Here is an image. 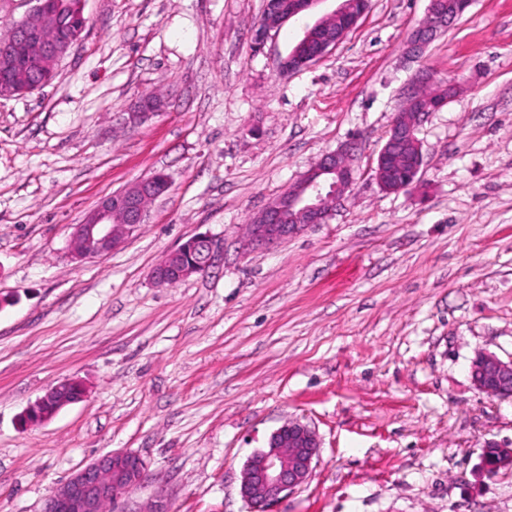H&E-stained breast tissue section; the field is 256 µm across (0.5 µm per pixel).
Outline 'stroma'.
I'll return each instance as SVG.
<instances>
[{
  "label": "stroma",
  "instance_id": "35a3bbf8",
  "mask_svg": "<svg viewBox=\"0 0 512 512\" xmlns=\"http://www.w3.org/2000/svg\"><path fill=\"white\" fill-rule=\"evenodd\" d=\"M338 0L253 51L263 0H84L86 36L41 91L0 99V512L115 450L147 463L128 512H247L248 457L291 418L317 431L309 481L277 512H512V398L474 389L477 351L512 356V0H474L419 58L428 0H370L335 50L277 57ZM458 92L418 137L417 185L380 188L388 125L419 70ZM147 94L165 106L124 116ZM358 137L356 182L327 223L249 249L243 226L322 154ZM162 172L169 190L122 249L71 261L72 227ZM211 271L156 287L188 237ZM87 387L47 422L58 380ZM162 103L159 100H140L133 104L132 112H129L128 122L135 127L142 124L162 110ZM185 253H194L196 260L184 262ZM221 253V245L206 234L187 238L177 248L161 257L152 270V279L158 287H169L173 280L184 281L207 272ZM85 395L86 389L81 382L73 379L61 380L28 407L26 421L45 422L65 406L83 399Z\"/></svg>",
  "mask_w": 512,
  "mask_h": 512
}]
</instances>
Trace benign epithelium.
<instances>
[{"label": "benign epithelium", "mask_w": 512, "mask_h": 512, "mask_svg": "<svg viewBox=\"0 0 512 512\" xmlns=\"http://www.w3.org/2000/svg\"><path fill=\"white\" fill-rule=\"evenodd\" d=\"M33 2L32 10L0 35L1 98L37 90L56 74L77 40L72 34L57 35L55 30L64 25L66 17L71 29H76L83 15L82 4L72 7L69 15L63 4L50 13L44 8V0ZM470 4L471 0H429L426 18L410 38L411 52H421ZM273 30L270 23L258 22L251 30L252 44L263 48ZM347 33L346 29H320L310 36L317 43L315 53L295 66L296 55L290 52L288 56L278 58L279 69L289 74L309 67L335 49ZM19 52L23 53L28 68L26 90L19 89L11 78ZM161 110L159 100H140L133 104L128 122L135 127ZM424 117L423 112L395 113L376 159L375 175L381 189L388 192L403 189L395 178L396 160L404 146L420 148L417 134ZM353 151L352 145L346 144L324 154L293 187L245 225L247 244L284 243L315 224L325 223L330 216L331 204L340 201L355 182ZM163 191L162 179L154 174L100 200L81 223L73 225L69 240L71 259L82 262L120 249L145 223L148 202L162 195ZM220 253L221 245L214 238L206 234L193 235L161 257L152 270V279L157 286L167 287L174 280L184 281L198 276L213 266ZM470 377L475 389L481 393L512 397V357L505 360L493 353L479 351L471 361ZM85 395L86 389L81 382L61 380L28 407L26 419L32 423L45 422ZM491 448L500 452V462L493 466L487 461ZM319 451L316 430L297 418L273 431L267 446L254 452L241 472L239 493L249 512H274L283 498L305 485L319 460ZM482 463L487 470L512 464V450L490 443L484 447ZM147 480V465L139 454L127 450L112 451L78 469L56 487L47 499L45 512H104L107 504L112 505V512H124L125 497Z\"/></svg>", "instance_id": "7a95c632"}]
</instances>
